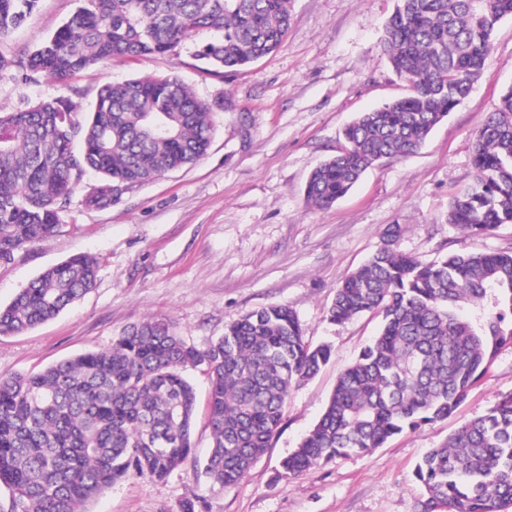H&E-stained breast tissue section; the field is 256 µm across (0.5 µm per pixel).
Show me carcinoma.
<instances>
[{
  "instance_id": "1",
  "label": "carcinoma",
  "mask_w": 512,
  "mask_h": 512,
  "mask_svg": "<svg viewBox=\"0 0 512 512\" xmlns=\"http://www.w3.org/2000/svg\"><path fill=\"white\" fill-rule=\"evenodd\" d=\"M39 47L0 52V80L16 72L65 82L119 57L164 54L192 43L219 77L276 51L290 0H81ZM37 0H0V42ZM512 0H396L382 50L410 93L361 113L343 131L346 148L310 175L306 198L328 208L377 161L419 149L478 79L495 25ZM203 32L212 33L206 41ZM218 102L197 98L175 77L107 83L94 109L70 98L0 109V263L54 232L75 187L97 182L80 205L101 210L124 190L203 157ZM475 178L448 205V221L470 235L512 224V87L473 148ZM97 262L74 255L0 305V335L58 316L95 285ZM381 316L378 335L338 375L317 423L281 461L294 479L333 458L361 454L446 419L512 342V253L451 254L423 263L380 249L349 275L328 312L333 323ZM332 357L304 341L295 314L271 305L232 321L204 350L170 324L147 320L112 347L33 374L0 376V486L10 512H88L130 470L166 479L193 450L196 394L185 378L210 379L211 449L205 473L232 485L269 446L292 389ZM423 512L512 508V397L459 427L414 470Z\"/></svg>"
}]
</instances>
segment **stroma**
<instances>
[{"label": "stroma", "mask_w": 512, "mask_h": 512, "mask_svg": "<svg viewBox=\"0 0 512 512\" xmlns=\"http://www.w3.org/2000/svg\"><path fill=\"white\" fill-rule=\"evenodd\" d=\"M78 0H38L0 50L20 54L47 41ZM288 34L272 55L224 77L210 75L192 45L117 58L60 83L41 77L0 82V108L72 96L91 111L99 88L146 75L173 76L206 101L223 100L206 155L197 163L133 187L103 210L79 201L86 176L53 234L0 263V304L39 273L71 256L96 259L94 288L55 319L0 335V375L39 371L111 347L129 327L168 321L204 349L244 313L273 304L297 316L310 345L330 344L331 361L293 389L281 425L246 476L222 485L198 457L210 445L209 379L186 372L197 396L188 458L165 480L130 473L88 505L89 512H420L416 463L463 423L512 395V344L447 419L393 436L371 452L339 458L291 480L282 459L298 447L327 405L340 371L377 335L373 313L343 324L327 319L336 289L399 225L397 248L429 263L449 254L512 252V224L471 236L448 222V204L472 183L478 131L512 86V18L498 22L481 77L470 94L404 158L374 164L354 188L322 209L305 198L310 173L341 150L342 130L357 115L405 96L407 87L381 49L394 0H291Z\"/></svg>", "instance_id": "stroma-1"}]
</instances>
